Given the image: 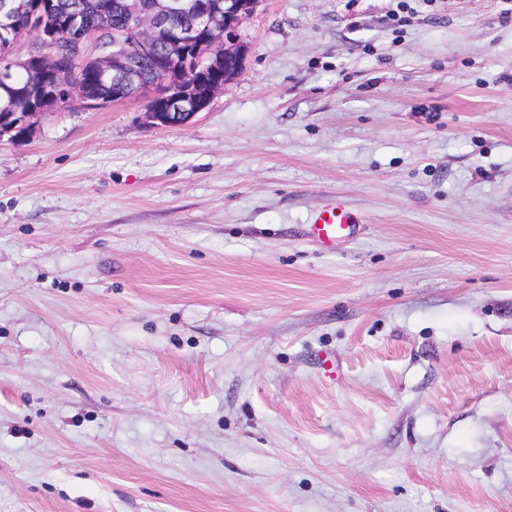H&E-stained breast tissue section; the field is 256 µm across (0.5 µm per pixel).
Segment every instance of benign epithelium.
Instances as JSON below:
<instances>
[{
	"label": "benign epithelium",
	"mask_w": 512,
	"mask_h": 512,
	"mask_svg": "<svg viewBox=\"0 0 512 512\" xmlns=\"http://www.w3.org/2000/svg\"><path fill=\"white\" fill-rule=\"evenodd\" d=\"M149 8L142 0H127V8L135 20L136 34L130 38L121 32L106 35L91 28L76 16L61 25L48 28L39 25L38 41L33 43L24 60L15 59L6 47H12L25 36L26 29L44 17L40 0H0V103L24 96L13 82L20 66L53 76L56 86L64 87L71 96L81 100L86 108L102 104L99 94L70 84L67 72L48 53L60 38L74 40L82 53L90 58L105 83L122 73L135 86L134 94L147 99L143 112L150 126H176L189 123L224 87L241 72L246 46L238 39L240 26L256 11L261 0H151ZM210 36L216 50L195 60V66H182L195 53L201 34ZM165 58L181 65L180 78L160 75L153 82H142L135 73L134 63ZM39 112H4L0 114V138L5 135L27 138L33 131Z\"/></svg>",
	"instance_id": "obj_1"
}]
</instances>
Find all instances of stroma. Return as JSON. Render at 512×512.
Returning <instances> with one entry per match:
<instances>
[{
  "label": "stroma",
  "mask_w": 512,
  "mask_h": 512,
  "mask_svg": "<svg viewBox=\"0 0 512 512\" xmlns=\"http://www.w3.org/2000/svg\"><path fill=\"white\" fill-rule=\"evenodd\" d=\"M511 5L261 0L187 126L0 139V512H512ZM360 218L341 197L330 199L311 218L308 233L313 240L326 248H335L336 243L349 238Z\"/></svg>",
  "instance_id": "35a3bbf8"
}]
</instances>
